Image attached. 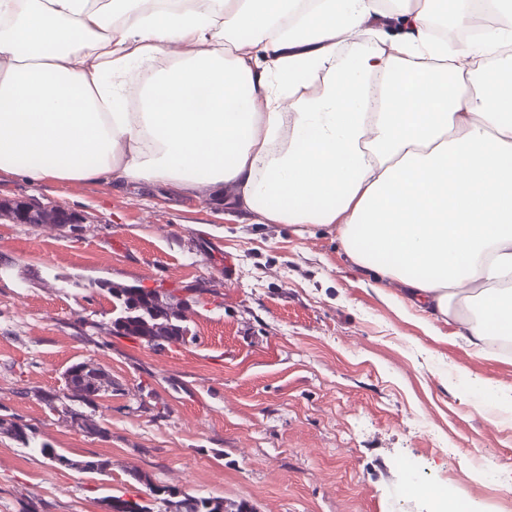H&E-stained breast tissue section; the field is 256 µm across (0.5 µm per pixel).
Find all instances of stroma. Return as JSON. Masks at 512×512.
Masks as SVG:
<instances>
[{
	"instance_id": "stroma-1",
	"label": "stroma",
	"mask_w": 512,
	"mask_h": 512,
	"mask_svg": "<svg viewBox=\"0 0 512 512\" xmlns=\"http://www.w3.org/2000/svg\"><path fill=\"white\" fill-rule=\"evenodd\" d=\"M81 216L75 228L0 219V512H106L151 483L247 501L255 512H433L409 484L512 512V417L482 386L512 388V352L475 350L423 321L346 258L336 229L231 216L207 191L165 184H33L0 174V200ZM107 283L183 301L189 333L155 350L111 333ZM112 380L89 435L45 410L72 364ZM96 456L99 474L41 455ZM499 458L496 471L476 466ZM150 483V484H151ZM482 403L481 408L485 413L492 416L493 418H497L500 413H509L512 412V400L507 404L504 401L503 396L500 391L496 388H486L481 391Z\"/></svg>"
}]
</instances>
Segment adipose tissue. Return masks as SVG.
<instances>
[{
  "label": "adipose tissue",
  "mask_w": 512,
  "mask_h": 512,
  "mask_svg": "<svg viewBox=\"0 0 512 512\" xmlns=\"http://www.w3.org/2000/svg\"><path fill=\"white\" fill-rule=\"evenodd\" d=\"M449 1L473 22L472 0H399L390 34L383 0H0V172L332 225L469 346L512 338V0L453 51Z\"/></svg>",
  "instance_id": "adipose-tissue-1"
}]
</instances>
